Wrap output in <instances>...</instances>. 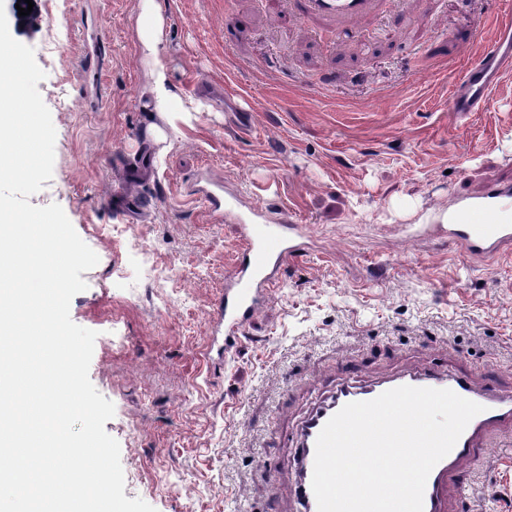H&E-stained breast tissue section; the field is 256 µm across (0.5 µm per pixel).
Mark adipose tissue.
<instances>
[{"mask_svg":"<svg viewBox=\"0 0 512 512\" xmlns=\"http://www.w3.org/2000/svg\"><path fill=\"white\" fill-rule=\"evenodd\" d=\"M137 35L151 63L150 97L158 113L171 111L172 93L168 87L167 68L159 56L165 38V21L155 0H140Z\"/></svg>","mask_w":512,"mask_h":512,"instance_id":"obj_1","label":"adipose tissue"}]
</instances>
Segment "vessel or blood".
<instances>
[{"mask_svg": "<svg viewBox=\"0 0 512 512\" xmlns=\"http://www.w3.org/2000/svg\"><path fill=\"white\" fill-rule=\"evenodd\" d=\"M388 0H264L267 13L274 18L291 11L295 20L322 31L343 33L365 22L387 7ZM461 51L475 56L455 85L450 100L454 112H482L491 101L496 85L512 74V24L503 23L493 37L483 39L478 30H468L457 41ZM196 195L212 217H230L241 224L242 251L237 263V279L225 288L214 321L224 329L225 347H233L289 259L303 250L305 232L299 224H269L264 210L253 207L241 214L234 202L226 200L211 181L197 184ZM512 199V187L493 185L478 196L464 197L448 216V241L477 258H489L512 244V224L491 220L501 203ZM449 389L482 405L451 452L431 471L424 491V512H448V491L465 492L470 479L460 467L462 460L480 456L484 437L492 430L512 429V391L496 382L474 388L469 377L436 366L381 382L364 384L355 378L339 383L332 395L318 403L301 423L295 449V481L291 496L296 512H318L312 491L316 439L326 422L345 404L369 401L383 392L403 386Z\"/></svg>", "mask_w": 512, "mask_h": 512, "instance_id": "b4317fda", "label": "vessel or blood"}]
</instances>
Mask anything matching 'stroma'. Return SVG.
<instances>
[{"instance_id": "1", "label": "stroma", "mask_w": 512, "mask_h": 512, "mask_svg": "<svg viewBox=\"0 0 512 512\" xmlns=\"http://www.w3.org/2000/svg\"><path fill=\"white\" fill-rule=\"evenodd\" d=\"M13 26L46 77L53 174L30 198L64 210L99 262L70 303L96 331L89 378L115 406L127 498L156 512H295L287 442L353 376L436 365L512 389V249L472 259L431 216L512 184V76L483 112L449 111L470 61L454 37L491 33L505 0H392L328 41L262 0H157L175 110L147 138L151 65L139 0H33ZM438 37L415 66L411 33ZM392 28L394 40L377 39ZM327 72L332 89L314 86ZM210 174L241 210L305 225L233 353L213 309L234 276L237 224L190 191ZM512 430L469 464L463 512H512Z\"/></svg>"}]
</instances>
